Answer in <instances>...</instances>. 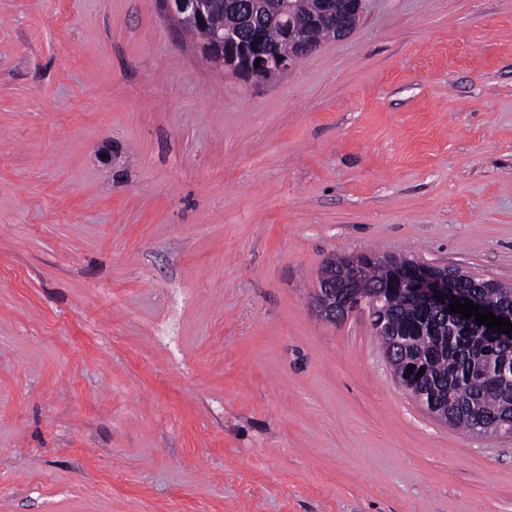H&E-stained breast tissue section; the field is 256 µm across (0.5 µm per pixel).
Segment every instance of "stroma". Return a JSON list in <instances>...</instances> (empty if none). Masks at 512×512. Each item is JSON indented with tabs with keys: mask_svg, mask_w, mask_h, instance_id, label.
<instances>
[{
	"mask_svg": "<svg viewBox=\"0 0 512 512\" xmlns=\"http://www.w3.org/2000/svg\"><path fill=\"white\" fill-rule=\"evenodd\" d=\"M512 285V0H364L274 80L155 0H0L6 512H512L327 259Z\"/></svg>",
	"mask_w": 512,
	"mask_h": 512,
	"instance_id": "35a3bbf8",
	"label": "stroma"
}]
</instances>
